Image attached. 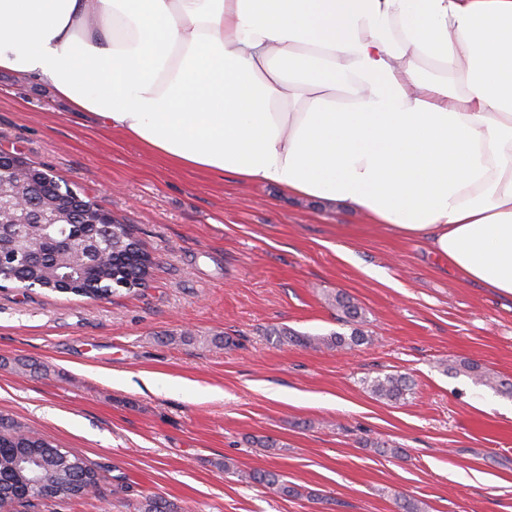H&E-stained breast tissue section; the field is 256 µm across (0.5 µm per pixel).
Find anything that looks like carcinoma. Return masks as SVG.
I'll list each match as a JSON object with an SVG mask.
<instances>
[{
  "label": "carcinoma",
  "instance_id": "cac0c4a2",
  "mask_svg": "<svg viewBox=\"0 0 512 512\" xmlns=\"http://www.w3.org/2000/svg\"><path fill=\"white\" fill-rule=\"evenodd\" d=\"M70 186L54 180L52 189L27 196V212L42 216L40 224H16L14 235L33 255L32 261L13 258L19 244L0 240V288L5 283H21L26 288H42L90 299H106L124 289L143 288L151 276L155 260L133 236L128 225L92 223L93 214L71 208ZM70 239L85 245L82 257L67 256L56 250L57 243ZM338 319L352 327L351 335L329 337L301 336L304 344L322 343L350 347L369 342L361 306L349 295L335 297ZM466 369L477 382L512 394V382L498 379L472 365ZM371 393L388 401H400L411 390L404 376L389 375L369 383ZM238 477L260 485L281 497L297 495L294 486L273 470L238 472ZM99 471L82 457L54 445L18 424L0 422V512H13L34 500H71L96 489ZM138 512H171L170 505L158 496L139 503Z\"/></svg>",
  "mask_w": 512,
  "mask_h": 512
}]
</instances>
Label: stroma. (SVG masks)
<instances>
[{"instance_id":"obj_1","label":"stroma","mask_w":512,"mask_h":512,"mask_svg":"<svg viewBox=\"0 0 512 512\" xmlns=\"http://www.w3.org/2000/svg\"><path fill=\"white\" fill-rule=\"evenodd\" d=\"M0 151L50 168L156 260L147 288L108 300L0 288V421L101 474L86 497L24 512H136L151 495L174 512H399V493L424 512H512V396L452 370L512 381V297L347 208L170 167L11 74ZM339 292L369 343L282 337L350 334ZM388 374L414 380L405 400L367 391ZM228 459L301 497L241 482ZM335 303L338 319L346 325L355 326L352 328L351 335L347 337L343 334L336 333L326 338H311L309 336L295 337L298 339V342L309 345L322 343L339 348L369 342V337L365 334V331L360 327H356L364 322V315L361 306H359L352 297L342 292L336 294Z\"/></svg>"}]
</instances>
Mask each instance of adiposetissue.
I'll return each mask as SVG.
<instances>
[{
  "instance_id": "obj_1",
  "label": "adipose tissue",
  "mask_w": 512,
  "mask_h": 512,
  "mask_svg": "<svg viewBox=\"0 0 512 512\" xmlns=\"http://www.w3.org/2000/svg\"><path fill=\"white\" fill-rule=\"evenodd\" d=\"M0 72L512 296V0H0Z\"/></svg>"
}]
</instances>
